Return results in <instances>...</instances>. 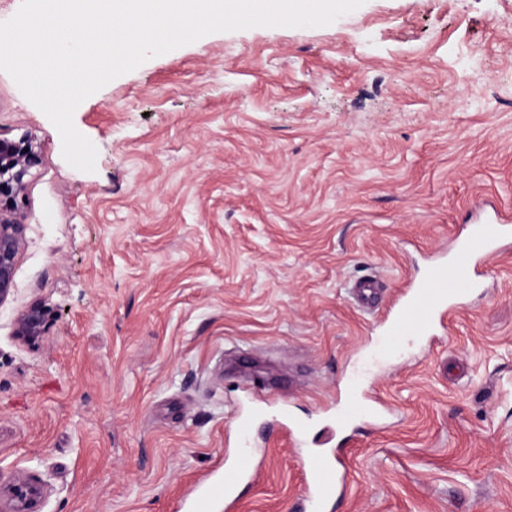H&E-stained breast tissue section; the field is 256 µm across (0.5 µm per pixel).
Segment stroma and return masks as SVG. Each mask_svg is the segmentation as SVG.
<instances>
[{"mask_svg":"<svg viewBox=\"0 0 512 512\" xmlns=\"http://www.w3.org/2000/svg\"><path fill=\"white\" fill-rule=\"evenodd\" d=\"M83 172L0 72V134L36 136L25 244L0 304V475L40 512H198L245 392L257 480L234 512H298L282 425L336 427L332 512H512V245L434 338L381 314L488 204L512 212V0H365L322 27L212 33L84 100ZM36 302L56 317L13 335ZM350 288L351 295L361 309L373 311L377 307V289L380 287L376 280L372 278L357 279L351 284ZM54 317L53 308L36 302L17 315L13 334L19 341L34 346L46 335Z\"/></svg>","mask_w":512,"mask_h":512,"instance_id":"1","label":"stroma"}]
</instances>
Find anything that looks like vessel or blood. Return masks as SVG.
<instances>
[{
    "instance_id": "b4317fda",
    "label": "vessel or blood",
    "mask_w": 512,
    "mask_h": 512,
    "mask_svg": "<svg viewBox=\"0 0 512 512\" xmlns=\"http://www.w3.org/2000/svg\"><path fill=\"white\" fill-rule=\"evenodd\" d=\"M509 239H512L511 217L497 213L473 224L450 261L432 265L406 288L398 307L386 320L383 349H390L395 336L432 335L436 324L443 322L469 291L478 288V266ZM378 287L376 280L361 278L352 283L351 294L361 309L371 311L378 304ZM250 457V449H239L234 460L224 467L223 486L210 490L204 507H211L216 498L231 499L239 484L253 477ZM309 463L312 480L306 487L305 499L312 512H321L335 496L340 480L336 452L313 451Z\"/></svg>"
}]
</instances>
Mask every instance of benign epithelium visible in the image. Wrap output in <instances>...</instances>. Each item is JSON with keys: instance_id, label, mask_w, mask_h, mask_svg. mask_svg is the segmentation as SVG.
<instances>
[{"instance_id": "7a95c632", "label": "benign epithelium", "mask_w": 512, "mask_h": 512, "mask_svg": "<svg viewBox=\"0 0 512 512\" xmlns=\"http://www.w3.org/2000/svg\"><path fill=\"white\" fill-rule=\"evenodd\" d=\"M40 154V143L31 134L16 140L0 137V305L14 289L17 258L26 230L20 208ZM54 317L53 308L36 302L17 315L13 334L34 346L46 335ZM41 496V487L28 479L0 477V512H38Z\"/></svg>"}]
</instances>
